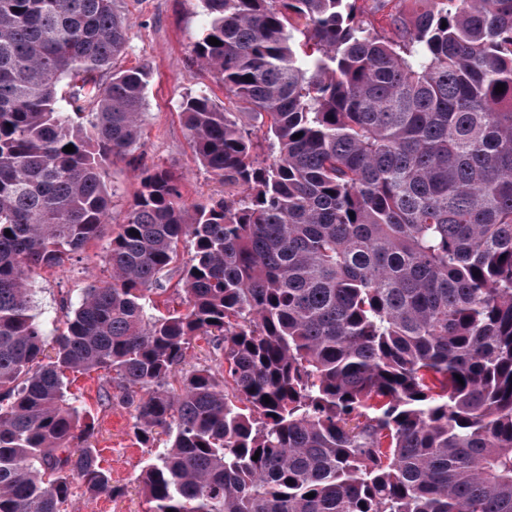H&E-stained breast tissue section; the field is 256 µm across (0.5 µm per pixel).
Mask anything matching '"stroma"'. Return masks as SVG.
<instances>
[{
	"label": "stroma",
	"instance_id": "obj_1",
	"mask_svg": "<svg viewBox=\"0 0 512 512\" xmlns=\"http://www.w3.org/2000/svg\"><path fill=\"white\" fill-rule=\"evenodd\" d=\"M116 7L127 21V43L115 61L116 67H144L151 73L137 153L146 163L158 164L179 176L186 203L200 201L218 191L220 185L191 146L182 103L201 92L219 106L226 100L223 84L191 60L192 44L206 25L200 0H117ZM108 173L115 189L111 221L117 224L140 185L128 162H115ZM106 274L103 245L99 242L89 244L79 260L56 270L38 271L31 282L33 314L42 321L58 316L62 295L79 301L83 288ZM102 384L98 375H81L71 391L79 396L95 422L92 443L119 493L110 498L96 497L75 489L65 512H145L147 504L139 475L154 451L134 440L131 408L100 403Z\"/></svg>",
	"mask_w": 512,
	"mask_h": 512
}]
</instances>
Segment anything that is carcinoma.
Returning <instances> with one entry per match:
<instances>
[{
	"mask_svg": "<svg viewBox=\"0 0 512 512\" xmlns=\"http://www.w3.org/2000/svg\"><path fill=\"white\" fill-rule=\"evenodd\" d=\"M202 2L193 60L251 118L183 105L223 189L190 211L134 164L109 277L49 333L28 281L102 237L151 73L114 66L115 0H0V512L118 494L70 392L98 371L158 449L146 512H512V0L387 35L358 0ZM199 338L218 368L183 369Z\"/></svg>",
	"mask_w": 512,
	"mask_h": 512,
	"instance_id": "carcinoma-1",
	"label": "carcinoma"
}]
</instances>
